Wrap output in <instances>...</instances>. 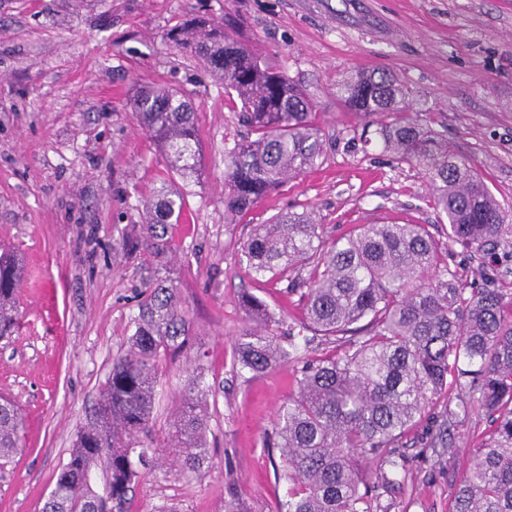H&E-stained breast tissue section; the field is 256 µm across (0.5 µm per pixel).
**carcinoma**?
Wrapping results in <instances>:
<instances>
[{
    "mask_svg": "<svg viewBox=\"0 0 512 512\" xmlns=\"http://www.w3.org/2000/svg\"><path fill=\"white\" fill-rule=\"evenodd\" d=\"M174 41L236 97L249 127L250 135L224 149L227 219L244 217L272 189L322 164L326 148L314 102L284 70L245 47L229 22L183 26ZM336 99L363 131L375 127L397 164L428 178L448 242L423 224H366L330 240L308 213L282 212L240 243L248 274L287 282L305 314L288 330L285 348L267 305L250 293L239 299L253 327L239 339L238 372L297 367L296 393L280 407L273 431L288 484L275 512H391L393 503L382 497L392 481L382 472L367 482L361 462L405 469L399 443L441 397L443 432L458 423L455 400L464 409L476 405L493 426L456 488L452 512H512V287L469 289L441 262L454 244L491 262L512 257V225L469 161L429 121L413 117L417 102L390 74H350L336 81ZM135 101L139 123L165 148L169 171L193 179L199 147L187 96L146 86ZM184 216L183 196L161 190L145 203L142 236L126 240V248L165 257L169 226ZM22 282L19 262L0 255V339L17 323ZM132 324L126 349L112 358L95 418L77 435L41 512H130L140 470L159 457L151 431L159 362L191 350L193 322L176 287L157 279ZM308 331L334 338L333 353L304 359L296 339L309 343ZM204 372L198 353L186 393L206 395ZM173 425L174 444L164 447H174L179 467L194 472L209 460L199 399L180 403ZM24 428L15 402L0 398V467L17 453ZM98 471L100 491L93 484Z\"/></svg>",
    "mask_w": 512,
    "mask_h": 512,
    "instance_id": "cac0c4a2",
    "label": "carcinoma"
}]
</instances>
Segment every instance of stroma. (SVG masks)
Wrapping results in <instances>:
<instances>
[{"label":"stroma","mask_w":512,"mask_h":512,"mask_svg":"<svg viewBox=\"0 0 512 512\" xmlns=\"http://www.w3.org/2000/svg\"><path fill=\"white\" fill-rule=\"evenodd\" d=\"M200 16L234 20L244 44L307 90L326 133L318 169L290 179L237 224L224 220V150L244 137L237 108L201 59L171 32ZM386 71L425 96L432 125L453 142L512 218V0H0V242L23 269L19 327L0 340V396L28 420L22 447L0 470V512H41L78 431L94 415L112 358L124 349L146 280L171 279L205 352L211 461L181 471L171 449L143 471L131 512H275L285 484L278 449L263 440L296 391L282 366L238 374L236 343L248 321L242 290L263 299L280 333L299 323L297 296L251 279L239 244L253 225L311 211L339 237L363 224L445 227L429 182L392 162L379 140L358 142L355 114L336 99L349 72ZM143 85L183 91L197 116L195 182L168 176L164 153L140 127ZM182 192L187 218L170 227L172 252L155 261L122 241L162 184ZM467 282L512 284V265L452 247ZM185 357H165L154 435L173 433ZM437 409L405 439L409 476L393 512H449L456 486L490 428L470 410L452 445Z\"/></svg>","instance_id":"1"}]
</instances>
